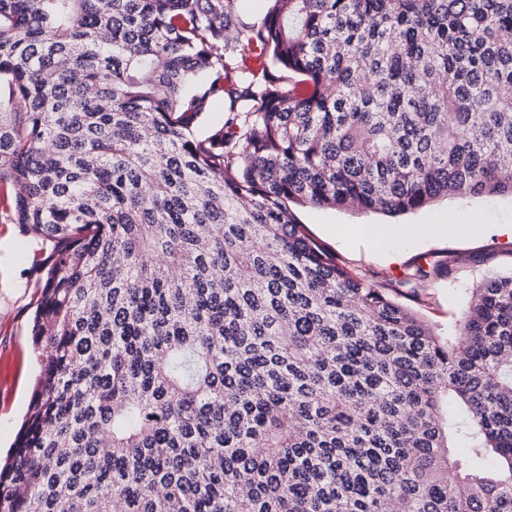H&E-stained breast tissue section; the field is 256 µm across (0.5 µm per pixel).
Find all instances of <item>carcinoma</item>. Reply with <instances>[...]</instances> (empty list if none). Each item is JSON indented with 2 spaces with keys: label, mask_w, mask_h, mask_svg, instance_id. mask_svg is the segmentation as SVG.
<instances>
[{
  "label": "carcinoma",
  "mask_w": 512,
  "mask_h": 512,
  "mask_svg": "<svg viewBox=\"0 0 512 512\" xmlns=\"http://www.w3.org/2000/svg\"><path fill=\"white\" fill-rule=\"evenodd\" d=\"M267 2L0 0L54 242L0 512H512V272L443 337L292 210L512 195V0Z\"/></svg>",
  "instance_id": "obj_1"
}]
</instances>
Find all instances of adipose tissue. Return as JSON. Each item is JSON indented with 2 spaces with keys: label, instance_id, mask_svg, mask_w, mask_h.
Here are the masks:
<instances>
[{
  "label": "adipose tissue",
  "instance_id": "obj_1",
  "mask_svg": "<svg viewBox=\"0 0 512 512\" xmlns=\"http://www.w3.org/2000/svg\"><path fill=\"white\" fill-rule=\"evenodd\" d=\"M468 224L457 223L455 216H448L443 224H390L382 228L366 225L357 227L358 235L373 240L388 256L399 255L400 251L427 239L448 234L471 232Z\"/></svg>",
  "mask_w": 512,
  "mask_h": 512
}]
</instances>
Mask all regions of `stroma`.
<instances>
[{
	"mask_svg": "<svg viewBox=\"0 0 512 512\" xmlns=\"http://www.w3.org/2000/svg\"><path fill=\"white\" fill-rule=\"evenodd\" d=\"M459 223L478 224L475 235L430 240L390 259L368 240L342 236L341 228L369 224H438L447 212ZM294 214L316 240L326 245L354 276L380 287L412 279L418 296L407 304L442 336L454 335L469 294L484 278L512 271V237L501 228L512 225V197L448 198L390 219L374 212L298 206ZM51 249L43 237L20 225L0 221V454H7L27 413L40 371L32 344V318L45 282ZM443 260L451 275L416 279L418 268Z\"/></svg>",
	"mask_w": 512,
	"mask_h": 512,
	"instance_id": "obj_1",
	"label": "stroma"
}]
</instances>
